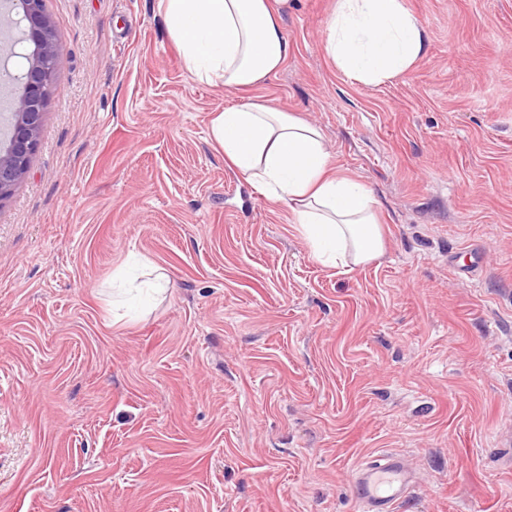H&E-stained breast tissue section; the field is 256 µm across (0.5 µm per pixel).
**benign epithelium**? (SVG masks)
I'll return each mask as SVG.
<instances>
[{"mask_svg":"<svg viewBox=\"0 0 512 512\" xmlns=\"http://www.w3.org/2000/svg\"><path fill=\"white\" fill-rule=\"evenodd\" d=\"M13 26L21 29L19 42L30 51L22 54L25 64L18 75L9 72L8 62H0V70L15 84L3 114L10 137L9 146L0 150V202L12 195L30 169L53 82L52 64L61 52L43 0H0V28Z\"/></svg>","mask_w":512,"mask_h":512,"instance_id":"obj_1","label":"benign epithelium"}]
</instances>
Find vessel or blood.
Segmentation results:
<instances>
[{
    "label": "vessel or blood",
    "instance_id": "1",
    "mask_svg": "<svg viewBox=\"0 0 512 512\" xmlns=\"http://www.w3.org/2000/svg\"><path fill=\"white\" fill-rule=\"evenodd\" d=\"M415 487V480L399 457L386 453L353 474L359 512H395Z\"/></svg>",
    "mask_w": 512,
    "mask_h": 512
}]
</instances>
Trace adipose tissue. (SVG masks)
Returning <instances> with one entry per match:
<instances>
[{
  "label": "adipose tissue",
  "instance_id": "obj_1",
  "mask_svg": "<svg viewBox=\"0 0 512 512\" xmlns=\"http://www.w3.org/2000/svg\"><path fill=\"white\" fill-rule=\"evenodd\" d=\"M286 2L160 0V7L187 72L238 92L265 83L290 56L279 15ZM325 51L349 78L377 84L406 73L424 54L425 36L402 0H336ZM210 137L266 199L290 205L293 228L317 262L350 269L381 256L373 194L335 170L320 128L248 98L215 113Z\"/></svg>",
  "mask_w": 512,
  "mask_h": 512
}]
</instances>
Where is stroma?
Instances as JSON below:
<instances>
[{"mask_svg":"<svg viewBox=\"0 0 512 512\" xmlns=\"http://www.w3.org/2000/svg\"><path fill=\"white\" fill-rule=\"evenodd\" d=\"M403 5L404 76L348 78L336 0H288V61L229 93L158 0H44L61 55L0 203V512H357L386 452L418 477L399 512H512V0ZM245 97L322 129L382 257L320 265L225 164L210 122ZM132 254L172 289L116 323Z\"/></svg>","mask_w":512,"mask_h":512,"instance_id":"1","label":"stroma"}]
</instances>
